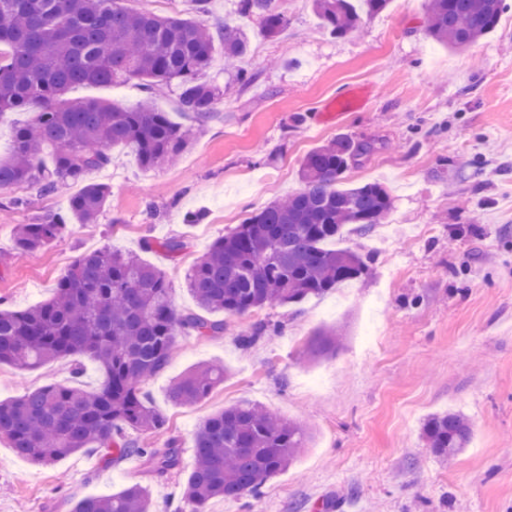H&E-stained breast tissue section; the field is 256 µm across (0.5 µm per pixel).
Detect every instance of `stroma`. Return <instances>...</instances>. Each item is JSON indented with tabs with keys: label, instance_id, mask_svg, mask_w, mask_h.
Wrapping results in <instances>:
<instances>
[{
	"label": "stroma",
	"instance_id": "stroma-1",
	"mask_svg": "<svg viewBox=\"0 0 512 512\" xmlns=\"http://www.w3.org/2000/svg\"><path fill=\"white\" fill-rule=\"evenodd\" d=\"M280 35L246 23L257 79L241 86L215 53L204 78L221 100L198 125L177 87L159 101L192 140L178 163L146 169L117 148L87 173L111 194L93 224H69L48 246L16 250L13 228L65 212L77 184L44 195L31 185L0 187V308L23 310L48 298L85 253L141 254L168 276L175 306L196 311L185 275L218 238L253 211L302 189L313 148L346 136L371 145L346 185L381 184L393 199L388 250L370 239L336 240L371 257L368 274L298 304L229 318L223 334L176 340L168 366L145 392L165 419L156 445L176 438L179 472L144 473L137 459L104 465L96 452L42 466L0 438V512H70L74 498L107 495L139 482L154 512H176L194 463L200 423L249 401L311 433L295 464L259 499L216 500L209 512H512V0L495 30L462 51L426 33L428 0H391L360 31H323L309 0H278ZM204 212L199 224L186 212ZM174 238L170 254L157 241ZM152 249H144V242ZM347 321L335 355L300 360L321 327ZM261 322L280 334L239 345ZM202 363L229 370L223 385L192 406L173 402L172 379ZM82 376H74V369ZM103 381L86 357L34 371L0 365V401L48 384L88 391ZM448 409L473 423L468 448L452 463L426 447L422 426Z\"/></svg>",
	"mask_w": 512,
	"mask_h": 512
}]
</instances>
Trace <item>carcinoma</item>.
Here are the masks:
<instances>
[{
    "label": "carcinoma",
    "mask_w": 512,
    "mask_h": 512,
    "mask_svg": "<svg viewBox=\"0 0 512 512\" xmlns=\"http://www.w3.org/2000/svg\"><path fill=\"white\" fill-rule=\"evenodd\" d=\"M426 29L438 44L463 50L491 32L504 0H428ZM199 18L160 17L122 5V0H0V115L38 111L35 122L13 129L11 154L0 159V186L35 185L42 194L61 181L83 186L65 214L44 224H21L16 249L50 244L68 224H90L104 210L109 188L84 182L86 174L112 162L125 147L153 168L176 159L189 134L158 105V90L177 83L180 105L206 123L220 95L201 74L216 50L237 64L250 51L243 26L224 19L213 30L209 0H196ZM390 0H312L321 26L335 37L361 27ZM238 16L256 17L269 36L288 28L277 0H238ZM141 81L146 98L128 108L97 100L75 101L81 84L115 86ZM370 147L347 137L311 150L303 188L269 203L229 235L216 240L190 269L187 288L202 309L234 317L266 306L322 296L368 273L367 257L327 243L354 226L360 234L392 210L390 193L375 183L343 186L345 174ZM52 163H43L44 154ZM226 321L180 312L166 275L132 251L95 250L82 256L58 281L52 297L23 311L0 309V364L20 370L51 360L85 355L102 371L101 388L47 385L0 401V437L30 461L52 465L95 445L105 462L130 457L147 471L165 474L181 466L171 440L160 448L129 439L131 425L155 432L164 421L147 401L145 384L164 370L178 336L224 333ZM338 330L315 335L303 359L336 352ZM226 367L200 364L169 387L170 399L193 405L224 383ZM422 435L442 462L455 458L473 438V424L459 411L431 415ZM308 435L297 423L256 403L228 406L209 416L194 438L195 465L184 484L192 512H205L215 498L260 497L263 485L290 467ZM71 512H151L146 487L85 496Z\"/></svg>",
    "instance_id": "obj_1"
}]
</instances>
